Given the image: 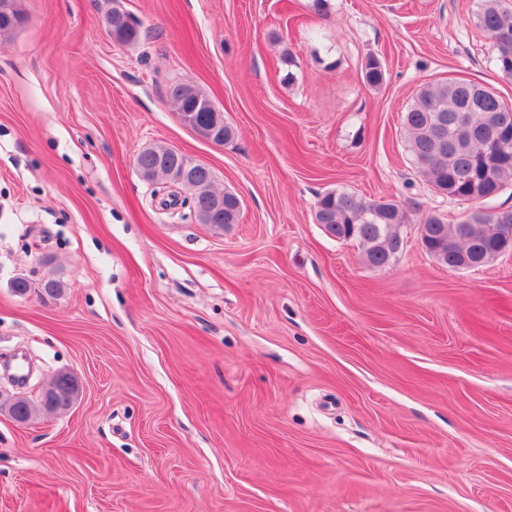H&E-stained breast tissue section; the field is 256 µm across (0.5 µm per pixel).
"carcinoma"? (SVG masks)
Returning <instances> with one entry per match:
<instances>
[{
  "label": "carcinoma",
  "mask_w": 512,
  "mask_h": 512,
  "mask_svg": "<svg viewBox=\"0 0 512 512\" xmlns=\"http://www.w3.org/2000/svg\"><path fill=\"white\" fill-rule=\"evenodd\" d=\"M479 27L491 38L494 62L505 77L512 78V6L505 0H478ZM109 32L121 42L138 38L139 23L129 15L114 11L107 17ZM365 79L371 86L384 81V69L378 58H367ZM170 96L180 112H197V103L208 99L201 89L187 95L179 83ZM507 123L508 144L489 143L490 129L495 123ZM407 147L413 164L438 195L460 201L495 197L512 187V103L505 102L495 91L471 80L452 78L423 85L416 93L404 116ZM135 163L160 174L172 163L164 146L153 145L137 153ZM223 193L211 190L207 196L194 199L197 219H205L217 228L235 224L224 208ZM336 225L334 233L348 236L355 226L354 240L362 246L365 257L373 264L388 263L402 249L399 228L408 222L403 207L391 200L376 202L347 191H328L315 204V221ZM469 225L466 237L459 241L461 249L484 252L498 237L497 224L512 225V209L493 212L473 210L459 218ZM56 402L52 412L65 413L75 401L78 388L62 380L50 383Z\"/></svg>",
  "instance_id": "cac0c4a2"
}]
</instances>
